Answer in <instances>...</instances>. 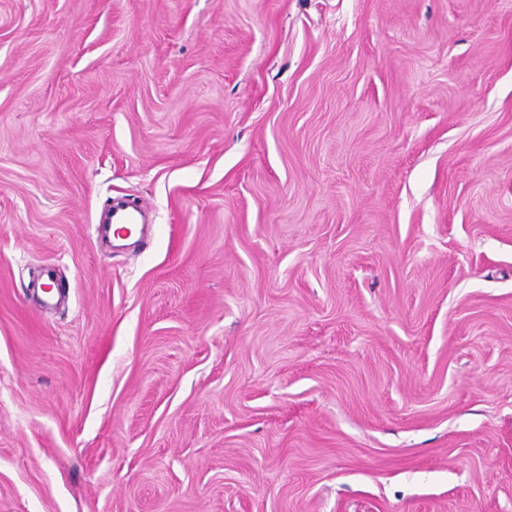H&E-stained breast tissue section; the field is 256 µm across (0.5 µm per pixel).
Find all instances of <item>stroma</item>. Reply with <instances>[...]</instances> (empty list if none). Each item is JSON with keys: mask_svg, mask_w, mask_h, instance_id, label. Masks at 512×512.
Masks as SVG:
<instances>
[{"mask_svg": "<svg viewBox=\"0 0 512 512\" xmlns=\"http://www.w3.org/2000/svg\"><path fill=\"white\" fill-rule=\"evenodd\" d=\"M0 512H512V0H0Z\"/></svg>", "mask_w": 512, "mask_h": 512, "instance_id": "1", "label": "stroma"}]
</instances>
